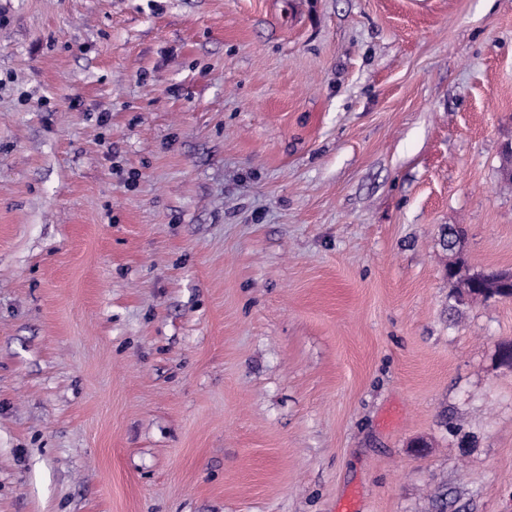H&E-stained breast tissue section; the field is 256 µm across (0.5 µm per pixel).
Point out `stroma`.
<instances>
[{
  "label": "stroma",
  "mask_w": 512,
  "mask_h": 512,
  "mask_svg": "<svg viewBox=\"0 0 512 512\" xmlns=\"http://www.w3.org/2000/svg\"><path fill=\"white\" fill-rule=\"evenodd\" d=\"M512 0H0V512H512ZM448 228L450 229V237L448 238ZM461 239L462 230L456 227L443 226L440 230V240L443 248L448 250L454 256V259L448 263V267L454 269V277L448 280L452 284V288H455L456 293L460 298L465 297L468 300L482 298L483 300H489L494 296L492 288H512V275L510 274H497L494 279H488L484 273H470L469 269L465 266V262L461 257ZM483 275L487 278V281L493 285L485 291L473 290L465 291L462 288L464 284L472 281L485 280Z\"/></svg>",
  "instance_id": "stroma-1"
}]
</instances>
